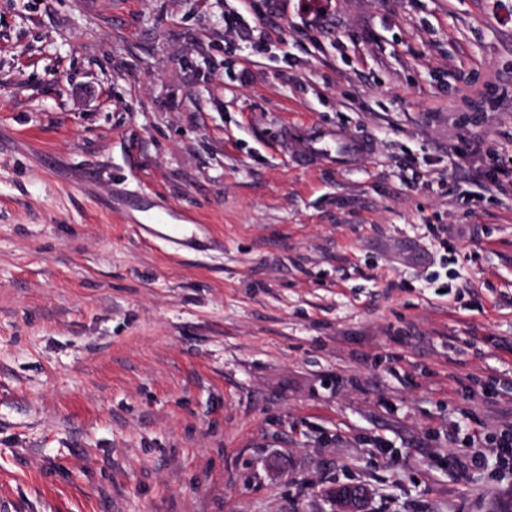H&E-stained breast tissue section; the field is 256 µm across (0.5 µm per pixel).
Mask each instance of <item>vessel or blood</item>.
I'll return each mask as SVG.
<instances>
[{"instance_id": "1", "label": "vessel or blood", "mask_w": 512, "mask_h": 512, "mask_svg": "<svg viewBox=\"0 0 512 512\" xmlns=\"http://www.w3.org/2000/svg\"><path fill=\"white\" fill-rule=\"evenodd\" d=\"M284 152L301 166L333 163L363 157L368 153L365 142L354 140L345 132L313 126L284 127L280 130Z\"/></svg>"}]
</instances>
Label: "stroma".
Segmentation results:
<instances>
[{
    "instance_id": "1",
    "label": "stroma",
    "mask_w": 512,
    "mask_h": 512,
    "mask_svg": "<svg viewBox=\"0 0 512 512\" xmlns=\"http://www.w3.org/2000/svg\"><path fill=\"white\" fill-rule=\"evenodd\" d=\"M323 4L0 0V512H512V0ZM283 152L301 166L333 163L341 159L364 157L367 144L355 141L350 135L334 128L284 126L280 130ZM365 496L364 490L358 486L353 484H346L340 487H337L334 492V497L336 501L344 505L342 508V512H359L358 510L359 504L363 501Z\"/></svg>"
}]
</instances>
